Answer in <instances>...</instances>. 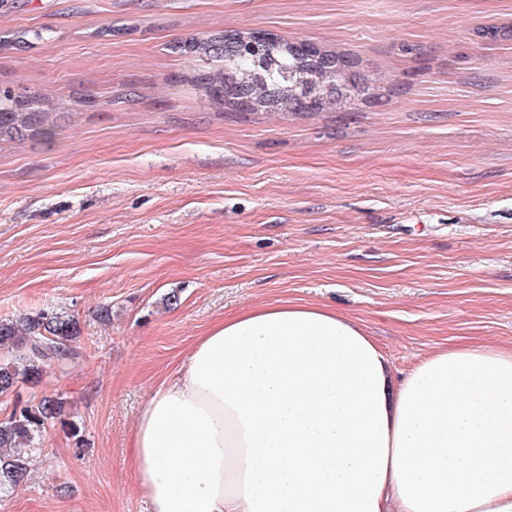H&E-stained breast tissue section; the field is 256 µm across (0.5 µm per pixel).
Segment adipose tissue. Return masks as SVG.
<instances>
[{
  "label": "adipose tissue",
  "mask_w": 512,
  "mask_h": 512,
  "mask_svg": "<svg viewBox=\"0 0 512 512\" xmlns=\"http://www.w3.org/2000/svg\"><path fill=\"white\" fill-rule=\"evenodd\" d=\"M148 512H512V347L445 348L393 382L324 305L216 322L141 404Z\"/></svg>",
  "instance_id": "1"
}]
</instances>
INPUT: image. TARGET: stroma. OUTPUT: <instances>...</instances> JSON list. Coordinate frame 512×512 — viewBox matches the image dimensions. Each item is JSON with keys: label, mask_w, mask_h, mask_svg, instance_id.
I'll return each mask as SVG.
<instances>
[{"label": "stroma", "mask_w": 512, "mask_h": 512, "mask_svg": "<svg viewBox=\"0 0 512 512\" xmlns=\"http://www.w3.org/2000/svg\"><path fill=\"white\" fill-rule=\"evenodd\" d=\"M23 29L47 36L0 52V86L53 96L55 134L0 141V320L73 316L80 357L0 419L52 395L80 435L51 428L0 512H145L141 402L257 305L356 319L396 381L436 349L512 346V0H0V31ZM236 29L349 56L371 95L212 104L174 45Z\"/></svg>", "instance_id": "35a3bbf8"}]
</instances>
